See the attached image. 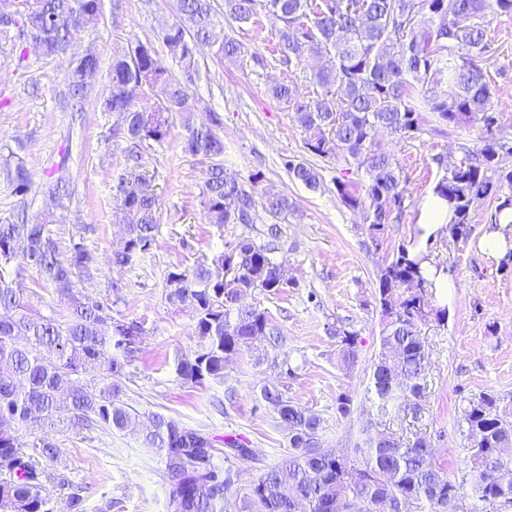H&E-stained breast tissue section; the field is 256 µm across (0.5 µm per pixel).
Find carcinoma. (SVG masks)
I'll return each instance as SVG.
<instances>
[{"instance_id": "cac0c4a2", "label": "carcinoma", "mask_w": 512, "mask_h": 512, "mask_svg": "<svg viewBox=\"0 0 512 512\" xmlns=\"http://www.w3.org/2000/svg\"><path fill=\"white\" fill-rule=\"evenodd\" d=\"M37 7L14 30L0 35L24 44L40 40L42 55L57 57L71 45L88 21L100 13L101 0H36ZM179 18L159 24L157 37L177 63L175 75L150 43L121 47L112 55L104 112L125 117V167L114 185L113 198L123 216L124 245L110 263L125 268L148 253L156 242L161 208L157 195L145 187L144 151L168 137L174 119L185 130L183 150L209 162L201 190L206 222L250 226L269 218L268 236L279 237V221L295 209L288 195L272 188L261 201L236 178L227 176L221 157L224 138L221 115L208 111L195 119L185 105L188 85L200 76L197 50L214 48L222 61L241 53L231 36L218 37L208 0H177ZM229 16L239 24L255 22L261 13L275 17L277 51L286 66L305 57L324 63L313 66L306 80L315 96L279 82L269 94L291 111L305 133L306 148L324 159L343 156L362 174V192L337 183L342 202L363 218L371 242L402 217L405 187L394 155L382 151L375 135L383 130L399 141L416 138L430 113L448 126V133L477 128L475 145L463 146L457 163L448 156L433 158L443 175L433 194L452 212L449 225L427 240V252L398 246L380 267L374 299L379 308V351L370 385L379 408L392 405L416 411L423 398L429 352L422 326L442 325L447 309L435 304L433 282L422 264L435 241L450 231L471 233L475 203L497 197L493 229L501 214L512 210V168L502 167L498 147L512 144V133L498 122L487 64L497 53L487 38L491 21L512 15V0H225ZM98 68L97 57L85 53L65 66L69 96L81 100L87 70ZM157 89L161 102L153 108L131 97V91ZM292 180L315 191L319 172L303 162H288ZM3 172L24 196L30 175L22 163H5ZM53 212L31 223L25 205L14 220L0 222V512H50L45 495L51 475L40 463L57 456L58 444L48 436L26 434L35 424L78 433L94 426L136 431L140 413L121 400L112 378L139 359L146 331L136 320L117 318L112 303L95 301L77 290L76 279L90 277L97 260L75 243L62 254L48 225ZM236 255L222 252L192 268H177L166 280L167 298L191 307L200 350L181 360L177 375L188 385H202L224 376V359L235 357L258 341L278 346L280 333L267 311L253 305H227L224 293H277L280 262L272 244L251 237ZM35 270L57 297L59 309L44 315L23 300L15 280ZM337 339L340 361L351 368L357 359V334L340 323L327 327ZM107 366L109 376H100ZM278 422L288 430V455L266 468L235 499L230 488L241 479L232 466L215 462L213 441L199 430L183 427L162 415L152 416L142 433L144 447L165 460L169 483L168 512H488L489 501L512 496L496 474L512 470V416L501 398L484 392L462 399L457 426L470 443L472 473L466 487L450 480L437 464L435 449L425 437L398 438L373 431L372 421L360 424L350 447L313 453L323 447L324 420L284 397L275 385L261 389Z\"/></svg>"}]
</instances>
